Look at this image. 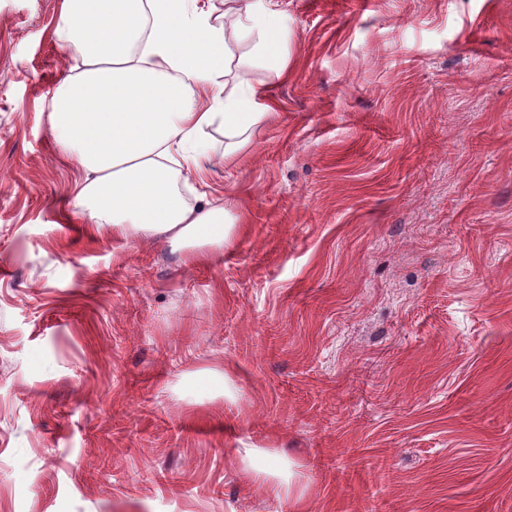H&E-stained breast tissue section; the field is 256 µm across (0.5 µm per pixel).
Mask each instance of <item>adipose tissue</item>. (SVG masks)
Returning a JSON list of instances; mask_svg holds the SVG:
<instances>
[{
  "instance_id": "1",
  "label": "adipose tissue",
  "mask_w": 512,
  "mask_h": 512,
  "mask_svg": "<svg viewBox=\"0 0 512 512\" xmlns=\"http://www.w3.org/2000/svg\"><path fill=\"white\" fill-rule=\"evenodd\" d=\"M61 0L54 34L75 47L70 68L48 106L62 154L88 176L75 200L88 233L163 239L193 265L234 244L239 217L221 202L188 203L178 183L203 164L235 163L255 128L277 105L269 86L253 83L256 58L288 66V12L279 0ZM246 39L249 56L229 45ZM208 89L209 105L195 92ZM224 134L216 150L211 131ZM249 469L277 499L296 500L291 467L263 448H248Z\"/></svg>"
}]
</instances>
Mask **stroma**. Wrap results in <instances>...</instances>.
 <instances>
[{
	"label": "stroma",
	"instance_id": "obj_1",
	"mask_svg": "<svg viewBox=\"0 0 512 512\" xmlns=\"http://www.w3.org/2000/svg\"><path fill=\"white\" fill-rule=\"evenodd\" d=\"M281 2L275 116L185 189L235 251L188 267L83 232L60 0H0V512H512V0ZM244 454L250 461L246 471H251L262 478L264 485L277 499L297 501L301 497V478L292 471L289 463L284 467L275 464L276 458L264 448H246ZM256 459L264 463L255 464L253 461Z\"/></svg>",
	"mask_w": 512,
	"mask_h": 512
}]
</instances>
